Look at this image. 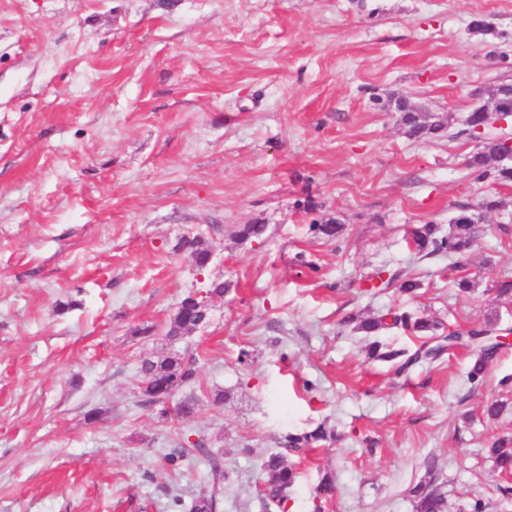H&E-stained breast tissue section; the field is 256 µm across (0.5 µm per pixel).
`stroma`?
I'll return each mask as SVG.
<instances>
[{"label":"stroma","instance_id":"35a3bbf8","mask_svg":"<svg viewBox=\"0 0 512 512\" xmlns=\"http://www.w3.org/2000/svg\"><path fill=\"white\" fill-rule=\"evenodd\" d=\"M510 80L512 0H0V512H190L211 491L217 512H415L433 476L448 512H512L487 453L512 437V346L476 386L467 349L399 374L345 322L512 328L494 290L512 184L474 178L463 132L477 91ZM399 97L450 136L408 137ZM463 207L486 229L466 258L408 245ZM329 218L338 240L309 233ZM255 222L264 238L239 242ZM213 280L209 323L169 342ZM187 350L198 378L174 398L195 413L143 406L142 361ZM321 423L332 439L288 455L287 501H262L265 458ZM186 437L204 449L172 470Z\"/></svg>","mask_w":512,"mask_h":512}]
</instances>
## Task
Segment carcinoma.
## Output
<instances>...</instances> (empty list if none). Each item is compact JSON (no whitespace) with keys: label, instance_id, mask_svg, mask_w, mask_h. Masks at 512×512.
<instances>
[{"label":"carcinoma","instance_id":"1","mask_svg":"<svg viewBox=\"0 0 512 512\" xmlns=\"http://www.w3.org/2000/svg\"><path fill=\"white\" fill-rule=\"evenodd\" d=\"M403 125L407 133L413 138L421 139L429 133L447 128L441 123H427L411 112L402 113ZM498 145L494 138H488L480 150L473 156L471 168L475 179L485 178L489 171L496 172V179L502 182H512V167L505 168L496 164ZM343 225L328 219L320 224L309 225V231L316 236L329 240L338 238ZM266 231L264 224H242L235 232L241 241L259 240ZM478 238V229L473 216L465 210L460 211L448 224V233L444 234L436 224H420L411 228L408 233V242L411 247L425 255H446L458 257L466 254ZM184 248L189 252L196 269L202 271L208 267L210 249L200 247L197 239L184 241ZM186 306L176 310L170 321L166 337L176 338L186 331L204 325L209 321V306L205 297L193 293L185 296ZM393 324H399L408 331L426 333L428 337L420 347L411 354L404 351L387 352L380 354L383 359L394 360L403 358L398 365L397 372L401 373L409 366L419 362H432L443 352H453L458 348L472 349L474 359L468 371V380L473 383L482 381L488 364L498 353L494 332L498 331L495 323L485 322L476 325L461 333L448 329V334L440 333L441 323L425 317L403 313L393 317ZM198 355L186 354L184 356H159L155 359H146L141 365L140 392L144 402L150 405L163 402L179 388L194 382L197 377ZM327 431L319 426L314 430L286 437L285 448L293 451L308 447L313 443L326 441ZM202 442L186 440V445L176 448L166 455V460L177 469L181 461L189 454L190 449L202 450ZM489 453L496 465L503 471H512V439H499L489 448ZM268 475L266 492L272 499L284 500L288 490L295 483V469L288 465L282 453L271 454L263 463ZM410 496L415 502L416 512H448V501L445 492L433 481L419 482L410 489Z\"/></svg>","mask_w":512,"mask_h":512}]
</instances>
